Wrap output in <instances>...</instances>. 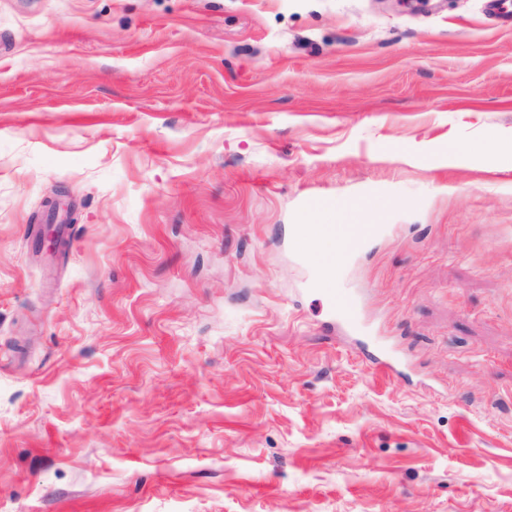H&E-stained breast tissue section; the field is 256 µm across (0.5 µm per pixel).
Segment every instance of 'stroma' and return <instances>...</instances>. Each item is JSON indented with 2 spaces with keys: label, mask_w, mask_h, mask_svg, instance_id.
I'll list each match as a JSON object with an SVG mask.
<instances>
[{
  "label": "stroma",
  "mask_w": 512,
  "mask_h": 512,
  "mask_svg": "<svg viewBox=\"0 0 512 512\" xmlns=\"http://www.w3.org/2000/svg\"><path fill=\"white\" fill-rule=\"evenodd\" d=\"M297 224L386 225L338 285L410 378ZM0 512H512L484 0H0ZM384 227L379 224H298L294 231L296 248L300 254L314 253L324 239L333 246L334 257L326 266L329 270L318 272L317 283L325 295L336 327L355 337H365L372 346V360L376 367L385 373H403L406 362L395 346L383 336H356L364 334L367 323L354 292L349 288H336V276L339 269L348 264L351 256L368 246L379 236ZM336 241L338 257L336 260ZM333 271L332 274H327Z\"/></svg>",
  "instance_id": "35a3bbf8"
}]
</instances>
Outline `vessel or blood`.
I'll list each match as a JSON object with an SVG mask.
<instances>
[{
    "label": "vessel or blood",
    "instance_id": "obj_1",
    "mask_svg": "<svg viewBox=\"0 0 512 512\" xmlns=\"http://www.w3.org/2000/svg\"><path fill=\"white\" fill-rule=\"evenodd\" d=\"M383 231L378 224H321L297 225L294 236L300 254L316 252L323 241L337 243L338 256L329 260L328 271L317 275V283L325 295L337 327L351 335L365 333L367 323L363 311L351 289L336 285V271L348 264L351 256L368 246ZM372 360L386 373H401L406 362L395 346L381 336L370 337Z\"/></svg>",
    "mask_w": 512,
    "mask_h": 512
}]
</instances>
